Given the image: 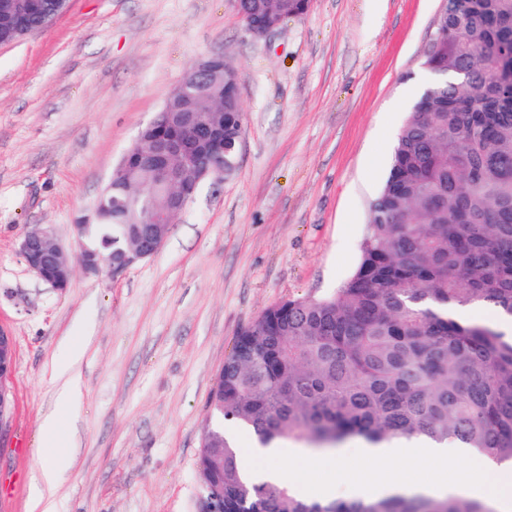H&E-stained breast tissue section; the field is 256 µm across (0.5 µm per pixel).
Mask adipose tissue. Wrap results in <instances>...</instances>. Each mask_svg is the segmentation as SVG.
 Wrapping results in <instances>:
<instances>
[{"label":"adipose tissue","instance_id":"obj_1","mask_svg":"<svg viewBox=\"0 0 512 512\" xmlns=\"http://www.w3.org/2000/svg\"><path fill=\"white\" fill-rule=\"evenodd\" d=\"M77 385V377L69 376L59 390L55 413L47 416L44 420L47 440L34 451L37 459L38 479L33 490L31 512H52L53 494L57 488L59 477L69 464L65 452L56 446L54 438L61 431V414L73 397Z\"/></svg>","mask_w":512,"mask_h":512}]
</instances>
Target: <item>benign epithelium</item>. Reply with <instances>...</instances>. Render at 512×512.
<instances>
[{
  "mask_svg": "<svg viewBox=\"0 0 512 512\" xmlns=\"http://www.w3.org/2000/svg\"><path fill=\"white\" fill-rule=\"evenodd\" d=\"M237 11L245 21L248 33L256 38L268 35L283 19L272 17L262 8L242 9V0H235ZM224 80V95L240 100L241 76L228 65L221 56H213L205 65H194L184 72L175 86L179 108L176 111L177 127L186 135H156L146 144L145 155L153 162L152 191L166 197V205L147 210L139 220L142 232L137 247L119 257L103 259L95 253H85L80 260L84 272L90 276L107 274L115 279L122 276L139 262L154 256L162 247L167 235L157 232L163 226L171 231L176 218L186 209L195 197L196 184L187 181L189 175L198 171L196 155L210 150L218 162L203 170V174L213 176L226 174L235 164L222 160L228 151L239 152L242 137H237L229 145H224V120H216L208 112H199L195 100L199 89L207 80ZM20 253L28 269L51 287L63 290L70 284L73 265L69 252L65 251L44 227H33L25 232L20 242Z\"/></svg>",
  "mask_w": 512,
  "mask_h": 512,
  "instance_id": "1",
  "label": "benign epithelium"
}]
</instances>
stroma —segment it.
<instances>
[{
  "instance_id": "stroma-1",
  "label": "stroma",
  "mask_w": 512,
  "mask_h": 512,
  "mask_svg": "<svg viewBox=\"0 0 512 512\" xmlns=\"http://www.w3.org/2000/svg\"><path fill=\"white\" fill-rule=\"evenodd\" d=\"M440 0H312L263 38L233 0H66L0 45V330L15 410L0 512H30L43 419L81 351L54 512H193L214 380L267 307L333 293L356 270L369 203L427 74ZM206 54L241 75L235 170L202 181L163 246L123 276L26 266L30 227L75 250L113 168Z\"/></svg>"
}]
</instances>
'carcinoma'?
Wrapping results in <instances>:
<instances>
[{
  "mask_svg": "<svg viewBox=\"0 0 512 512\" xmlns=\"http://www.w3.org/2000/svg\"><path fill=\"white\" fill-rule=\"evenodd\" d=\"M25 20L0 17V44L55 18L64 0H34ZM285 17L303 0H267ZM422 63L463 68L469 83L431 85L397 136L389 174L369 212L355 273L320 298L268 307L238 332L208 399L195 477L224 512H496L463 497L392 495L321 502L286 482L242 473L224 423L259 447L336 448L361 437L424 436L512 461V338L463 321L485 303L512 315V0H455ZM130 160L112 181V207L80 231L104 257L130 250L142 212L163 198L145 190Z\"/></svg>",
  "mask_w": 512,
  "mask_h": 512,
  "instance_id": "carcinoma-1",
  "label": "carcinoma"
}]
</instances>
